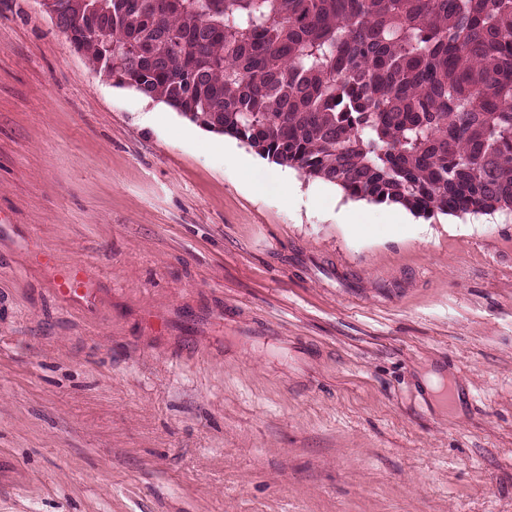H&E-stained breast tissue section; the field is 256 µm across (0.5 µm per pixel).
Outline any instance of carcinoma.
Masks as SVG:
<instances>
[{
  "instance_id": "carcinoma-1",
  "label": "carcinoma",
  "mask_w": 512,
  "mask_h": 512,
  "mask_svg": "<svg viewBox=\"0 0 512 512\" xmlns=\"http://www.w3.org/2000/svg\"><path fill=\"white\" fill-rule=\"evenodd\" d=\"M59 1L116 85L352 199L512 214V0Z\"/></svg>"
}]
</instances>
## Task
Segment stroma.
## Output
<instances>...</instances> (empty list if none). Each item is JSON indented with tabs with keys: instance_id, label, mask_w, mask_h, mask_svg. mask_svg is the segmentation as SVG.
Here are the masks:
<instances>
[{
	"instance_id": "35a3bbf8",
	"label": "stroma",
	"mask_w": 512,
	"mask_h": 512,
	"mask_svg": "<svg viewBox=\"0 0 512 512\" xmlns=\"http://www.w3.org/2000/svg\"><path fill=\"white\" fill-rule=\"evenodd\" d=\"M0 214L11 512H512V214L348 198L115 86L42 0H0ZM55 284L56 292L71 301L92 304L97 295L98 289L87 279L80 265L58 269Z\"/></svg>"
}]
</instances>
